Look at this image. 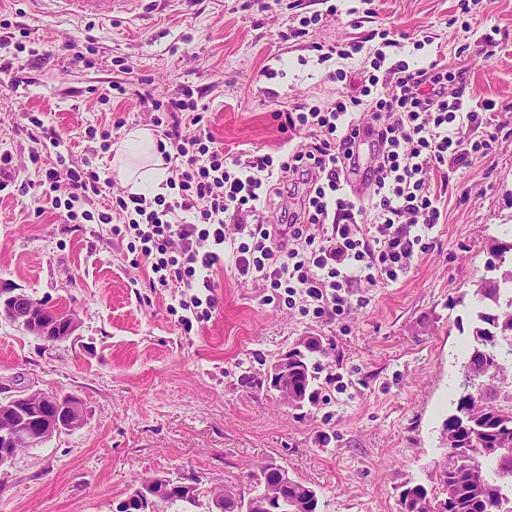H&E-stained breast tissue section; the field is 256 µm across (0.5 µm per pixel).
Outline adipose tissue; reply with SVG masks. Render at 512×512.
Segmentation results:
<instances>
[{
	"instance_id": "1",
	"label": "adipose tissue",
	"mask_w": 512,
	"mask_h": 512,
	"mask_svg": "<svg viewBox=\"0 0 512 512\" xmlns=\"http://www.w3.org/2000/svg\"><path fill=\"white\" fill-rule=\"evenodd\" d=\"M112 168L132 192L159 195L166 193L168 172L158 151L152 130L136 128L114 147Z\"/></svg>"
}]
</instances>
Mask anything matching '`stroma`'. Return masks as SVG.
Returning <instances> with one entry per match:
<instances>
[{
	"instance_id": "1",
	"label": "stroma",
	"mask_w": 512,
	"mask_h": 512,
	"mask_svg": "<svg viewBox=\"0 0 512 512\" xmlns=\"http://www.w3.org/2000/svg\"><path fill=\"white\" fill-rule=\"evenodd\" d=\"M135 0L111 19L60 14L54 0H0V20L22 19L47 58L32 86L0 78V150L19 180L35 179L26 112L66 133L67 164L98 150L87 126L121 117L113 142L150 124L151 102L182 88L206 105L224 150L286 148L273 114L336 95L329 72L369 64L382 30L397 56L465 67L501 125L492 153L458 168L440 193L446 218L429 251L397 283L364 289L366 306L313 322L261 302L263 291L231 270L216 278L219 306L184 330L169 313L175 291L150 288L113 244L106 224L76 228L30 198L0 197V292L28 295L73 313L77 329L47 342L0 318V401L45 392L77 397L82 428L54 434L0 467V512H114L137 480L194 476L197 504L156 502L154 512H208V493L249 489L271 463L314 488L321 512H400L406 482L433 488L446 448L441 434L459 396L473 345L493 239L512 228V0ZM317 17L305 36L289 27ZM498 28L492 57L474 51ZM423 40L416 48L415 40ZM360 42L352 60L321 61L319 47ZM94 68L72 63L75 53ZM140 83L147 101L116 81ZM306 336L321 337L316 403L288 407L270 389L271 366ZM343 378L342 389L328 384Z\"/></svg>"
}]
</instances>
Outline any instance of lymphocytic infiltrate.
<instances>
[{"instance_id": "f902f5d3", "label": "lymphocytic infiltrate", "mask_w": 512, "mask_h": 512, "mask_svg": "<svg viewBox=\"0 0 512 512\" xmlns=\"http://www.w3.org/2000/svg\"><path fill=\"white\" fill-rule=\"evenodd\" d=\"M395 45L385 40L369 68L336 71L345 89L335 100L276 112L281 130L298 139L277 157L224 153L191 90L153 101L170 169L167 196L109 194L91 162H47L45 148L64 137L25 113L38 179L16 182L13 154L1 150L0 192L49 199L65 224L111 225L113 242L143 267L149 287L178 289L184 329L211 319L215 277L226 267L266 288L263 304L312 320L343 316L366 303L355 283L398 282L428 251L431 231L445 220L433 179L448 183L450 169L487 157L499 139L493 100L476 97L440 61L388 60ZM187 124L194 135L184 134ZM359 169L369 186L362 197L348 183ZM295 196L299 204L289 206Z\"/></svg>"}]
</instances>
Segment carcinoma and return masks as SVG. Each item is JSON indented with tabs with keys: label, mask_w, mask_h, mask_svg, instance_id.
Wrapping results in <instances>:
<instances>
[{
	"label": "carcinoma",
	"mask_w": 512,
	"mask_h": 512,
	"mask_svg": "<svg viewBox=\"0 0 512 512\" xmlns=\"http://www.w3.org/2000/svg\"><path fill=\"white\" fill-rule=\"evenodd\" d=\"M512 241L493 240L484 278L475 289L472 352L464 362L455 412L445 425L447 453L439 467L438 486L407 484L400 493L401 512H512ZM327 348L310 336L288 352V405L314 401L315 357ZM256 489L234 497L224 485V512H242L244 503H261L279 493L297 512H320L317 492L278 466L255 474Z\"/></svg>",
	"instance_id": "carcinoma-1"
}]
</instances>
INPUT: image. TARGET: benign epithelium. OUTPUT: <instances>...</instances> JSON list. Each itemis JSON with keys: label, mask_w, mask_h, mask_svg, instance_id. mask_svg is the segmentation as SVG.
Segmentation results:
<instances>
[{"label": "benign epithelium", "mask_w": 512, "mask_h": 512, "mask_svg": "<svg viewBox=\"0 0 512 512\" xmlns=\"http://www.w3.org/2000/svg\"><path fill=\"white\" fill-rule=\"evenodd\" d=\"M0 317L27 326L29 334L41 338L57 336L61 331L70 336L76 328L71 316L60 319L47 305L38 311L20 293L7 297L0 293ZM83 423L82 406L76 398L30 392L1 402L0 459L7 461L16 449L37 446L54 434L78 429ZM166 490L162 480L145 479L139 501L148 507Z\"/></svg>", "instance_id": "obj_1"}]
</instances>
